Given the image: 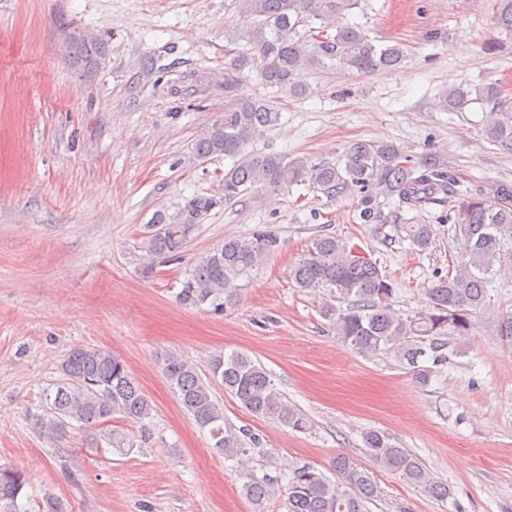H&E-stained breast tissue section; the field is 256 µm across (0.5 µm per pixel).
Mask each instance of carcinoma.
<instances>
[{"label":"carcinoma","mask_w":512,"mask_h":512,"mask_svg":"<svg viewBox=\"0 0 512 512\" xmlns=\"http://www.w3.org/2000/svg\"><path fill=\"white\" fill-rule=\"evenodd\" d=\"M352 5L354 0H238L242 30L234 40L243 39L246 45L225 54L224 93L232 101L222 118L203 128L195 141L196 157L222 155L232 160L224 170V195L195 196L172 217L156 212L146 225L141 248L153 257L178 260L196 231L194 220L216 206L258 191L279 195L303 183L329 198L355 194L360 223L374 225V233L384 237L386 225L391 224L397 235L423 252L432 245L436 229L420 222L418 214L448 198L456 213L448 233L461 242L462 251L448 261V275L426 290L428 307L412 315L394 308L395 279L359 247L335 235L314 237L290 268L296 287L311 293L326 291L342 300L339 305L325 304L323 315L346 345L364 356H392L425 388L436 367L448 360V337L469 335L473 314L487 304L493 278L512 268V187L499 185L494 202L461 194L445 165L435 160L415 162L384 142H353L338 163L311 164L303 157L258 151L253 144L278 123L279 102L256 93H236L247 70L256 72L263 86L297 98L306 93L303 75L327 59L361 73L404 62L403 44L377 46L358 26L341 27L333 36L322 30L311 32L312 21L334 23ZM496 5L497 24L512 32V0H496ZM108 53V43L99 37L86 38L78 28L65 32L64 59L81 77H95ZM476 99L492 105L487 137L512 143V100L503 98L496 84L454 86L443 97V107L463 112ZM393 198L398 199V208L388 218L381 206ZM406 210L414 216L404 217ZM280 249V237L269 226L244 238H227L180 281L176 300L221 317L238 301L242 284L250 282ZM162 371L178 404L208 430L211 448L240 465L241 492L255 512H265L274 497L284 512H364L365 504L375 497L376 486L368 474L344 457L334 461L336 481L305 462L295 464L282 481L248 467L260 439L249 428L237 429L225 422L224 408L213 396L214 386L222 387L256 417L276 420L294 431L308 429L310 422L288 404L267 370L247 353L216 352L204 374L181 356L167 353ZM60 373L37 415V424L50 438L57 441L79 429L87 447L106 444L125 455L134 448V439L106 427L116 414L140 425L144 440L151 438L146 423L151 405L125 362L112 351L75 346L62 359ZM363 442L378 463L406 483L435 498L450 496L448 484L435 478L410 450L395 446L375 430L364 433ZM27 485L23 470L0 465V512H31L22 503Z\"/></svg>","instance_id":"cac0c4a2"}]
</instances>
